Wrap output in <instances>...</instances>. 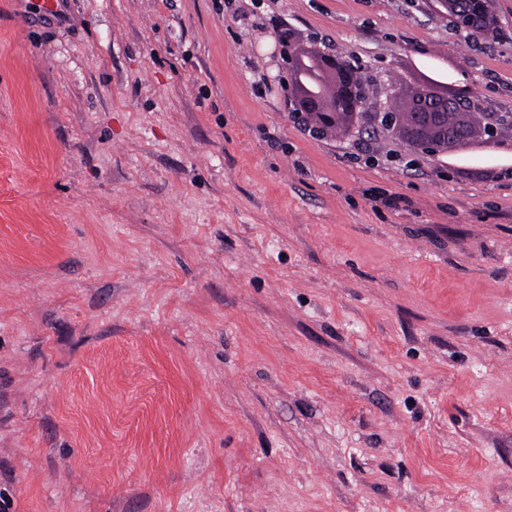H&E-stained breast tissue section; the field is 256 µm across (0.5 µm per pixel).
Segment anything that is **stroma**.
I'll return each mask as SVG.
<instances>
[{
    "instance_id": "obj_1",
    "label": "stroma",
    "mask_w": 512,
    "mask_h": 512,
    "mask_svg": "<svg viewBox=\"0 0 512 512\" xmlns=\"http://www.w3.org/2000/svg\"><path fill=\"white\" fill-rule=\"evenodd\" d=\"M0 0L10 512H512V0ZM498 122L315 138L278 28ZM436 10L455 21H464L475 29L486 21L483 15L484 0H433Z\"/></svg>"
}]
</instances>
